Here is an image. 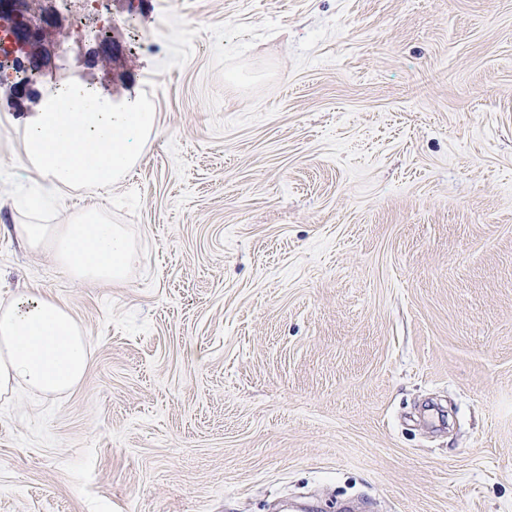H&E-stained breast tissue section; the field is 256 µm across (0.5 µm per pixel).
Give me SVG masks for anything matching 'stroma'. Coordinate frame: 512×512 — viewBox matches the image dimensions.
Segmentation results:
<instances>
[{
  "label": "stroma",
  "instance_id": "1",
  "mask_svg": "<svg viewBox=\"0 0 512 512\" xmlns=\"http://www.w3.org/2000/svg\"><path fill=\"white\" fill-rule=\"evenodd\" d=\"M85 0L0 83V306L36 290L82 381L0 394V512H512V0ZM152 100L110 190L41 213L20 113ZM101 207L77 282L17 224ZM14 232L32 251L51 240L59 265L78 282L120 283L136 259L124 231L95 206L80 211L72 224H17Z\"/></svg>",
  "mask_w": 512,
  "mask_h": 512
}]
</instances>
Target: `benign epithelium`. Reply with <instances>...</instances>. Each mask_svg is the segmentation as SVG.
Returning a JSON list of instances; mask_svg holds the SVG:
<instances>
[{
	"label": "benign epithelium",
	"instance_id": "obj_1",
	"mask_svg": "<svg viewBox=\"0 0 512 512\" xmlns=\"http://www.w3.org/2000/svg\"><path fill=\"white\" fill-rule=\"evenodd\" d=\"M0 21L7 23L11 45L42 69L47 35L57 27V20L29 13L27 0H0Z\"/></svg>",
	"mask_w": 512,
	"mask_h": 512
}]
</instances>
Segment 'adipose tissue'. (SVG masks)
I'll return each mask as SVG.
<instances>
[{
	"mask_svg": "<svg viewBox=\"0 0 512 512\" xmlns=\"http://www.w3.org/2000/svg\"><path fill=\"white\" fill-rule=\"evenodd\" d=\"M20 132L27 171L53 192L105 190L138 163L156 133L155 114L146 103L117 109L72 87L22 116ZM14 232L33 251L53 244L59 265L78 282H122L136 259L124 231L95 206L70 224H18ZM91 355L86 336L56 299L28 292L0 308V394L69 390L85 376Z\"/></svg>",
	"mask_w": 512,
	"mask_h": 512,
	"instance_id": "adipose-tissue-1",
	"label": "adipose tissue"
}]
</instances>
